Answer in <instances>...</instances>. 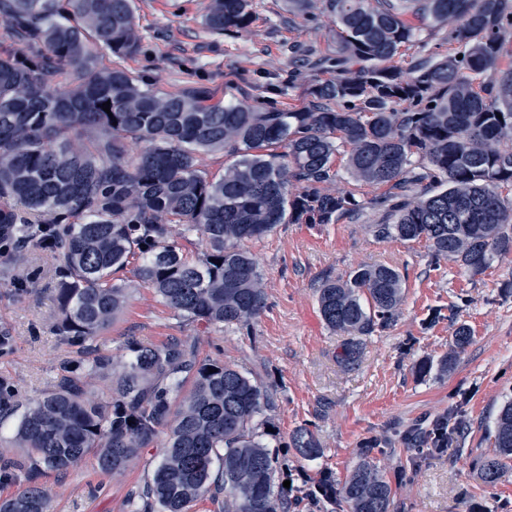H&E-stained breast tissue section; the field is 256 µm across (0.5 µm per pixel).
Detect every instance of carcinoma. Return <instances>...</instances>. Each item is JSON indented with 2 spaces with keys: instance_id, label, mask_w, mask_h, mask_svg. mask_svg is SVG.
Returning <instances> with one entry per match:
<instances>
[{
  "instance_id": "cac0c4a2",
  "label": "carcinoma",
  "mask_w": 512,
  "mask_h": 512,
  "mask_svg": "<svg viewBox=\"0 0 512 512\" xmlns=\"http://www.w3.org/2000/svg\"><path fill=\"white\" fill-rule=\"evenodd\" d=\"M318 0H285L312 17ZM336 17L332 76L312 79L304 103L288 109L262 97L245 104L226 84L224 101L205 87L165 93L100 51L141 48L133 0H0V19L17 49L0 54V230L46 246L60 274L59 335L89 347L123 310L136 277L166 307L208 326L249 328L265 308L261 272L240 247L280 224H337L388 208L380 238L425 240L435 259L478 274L512 252V69H497L512 0H324ZM253 0H209L204 25L239 34ZM447 31L454 51L418 56L403 69L401 50L424 30ZM462 58H457V55ZM72 81L62 89L58 77ZM110 102V112L102 104ZM222 153L215 175L204 157ZM347 156L344 169L336 167ZM384 188L373 198L333 192L340 173ZM180 226V240L171 225ZM205 250L191 259L183 243ZM403 278L365 265L327 279L318 293L326 326L367 336L389 326ZM129 359L111 396L87 395L85 376L110 375L111 358L67 362L63 375L29 401L15 441L0 457V478L26 486L0 512H51L37 483L88 454L104 473L126 469L159 435L164 451L132 500L131 512H190L209 500L219 512H291L308 500L320 512H391L392 487L372 460L341 488L329 473L311 486L283 487L288 464L261 429L270 388L235 364L199 358L182 341L128 344ZM17 410L0 380V416ZM289 448L301 459L323 449L296 429ZM495 455L484 477L496 481L512 459V401L500 408Z\"/></svg>"
}]
</instances>
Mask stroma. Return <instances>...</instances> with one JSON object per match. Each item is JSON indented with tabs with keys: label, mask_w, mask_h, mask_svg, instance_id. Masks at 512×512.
I'll use <instances>...</instances> for the list:
<instances>
[{
	"label": "stroma",
	"mask_w": 512,
	"mask_h": 512,
	"mask_svg": "<svg viewBox=\"0 0 512 512\" xmlns=\"http://www.w3.org/2000/svg\"><path fill=\"white\" fill-rule=\"evenodd\" d=\"M208 0H134L141 51L126 58L104 53L99 63L149 78L160 91L206 87L224 97V76L233 74L236 96H262L277 107L301 104L308 85L300 75L287 95L272 84L293 69L292 47L318 56L336 50V22L326 10L310 20L283 22L282 0H254L255 19L242 35H219L203 24ZM384 212L368 211L340 224H281L243 244L262 273L266 306L250 329L208 327L165 307L133 269L119 276L132 282L129 301L91 348L60 339L56 324L58 278L45 250L30 246L0 255V332L11 336L0 350V377L17 402L47 389L68 360L104 354L114 366L128 359V340L158 345L178 338L200 357L236 363L277 389L267 418L295 485L331 473L344 481L367 449L379 452L393 491L392 512H512V468L493 483L481 464L495 452L500 405L512 397V252L493 257L474 275L447 260H435L426 241L379 239L371 231ZM385 264L404 278L403 300L394 322L361 337L354 363L339 362L346 340L322 322L317 294L326 279L347 277L361 265ZM471 329L465 348L454 336ZM449 359L447 372L438 363ZM432 362L421 373L422 362ZM451 420L447 452L421 455L416 432L433 430L438 417ZM310 429L322 457L297 459L291 433ZM163 452L161 443L142 451L124 471L106 474L86 456L40 485L52 512H130L132 491Z\"/></svg>",
	"instance_id": "obj_1"
}]
</instances>
